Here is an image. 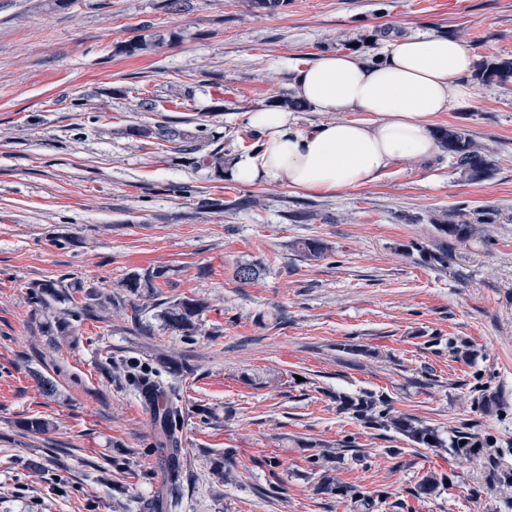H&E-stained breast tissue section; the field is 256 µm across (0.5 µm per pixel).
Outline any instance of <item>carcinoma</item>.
<instances>
[{"instance_id": "carcinoma-1", "label": "carcinoma", "mask_w": 512, "mask_h": 512, "mask_svg": "<svg viewBox=\"0 0 512 512\" xmlns=\"http://www.w3.org/2000/svg\"><path fill=\"white\" fill-rule=\"evenodd\" d=\"M486 81H496L500 84L512 83V60H502L486 66L481 74ZM125 133L136 138H152L174 145L177 159L183 165L196 170H205L215 179H224V168L228 158L224 157V148L217 147L209 152H201L198 137L194 132L177 126V122L165 119L154 125H135L125 129ZM436 138L442 151L448 153L452 164L468 181L480 182L489 178L494 171V163L487 150L472 139L465 131L457 128H441L436 132ZM471 225L466 221L448 220L437 225V229L447 237L464 242L469 237ZM294 249L299 257L306 262L320 261L327 254L329 247L325 242L309 238L298 241ZM452 258L448 243L443 242L433 250L425 252V260L436 266L445 268ZM162 277L160 271L133 273L126 277L122 287L131 295L140 297L150 293L156 287V279ZM65 284L56 280H45L33 285L34 298L43 306L56 299L60 289ZM204 310V304L192 298L170 302L160 311V318L172 330L185 336L192 335L196 329L195 318ZM341 406L353 411L363 423L383 429H394L412 444L421 448H451L452 452L465 459H471L481 454L485 441L472 431V427L463 424L454 431L450 443L430 427L417 419L396 417L391 415L389 402L382 396L372 392H364L356 398L338 397ZM181 416V407L175 400L166 402L164 409L157 415L159 426L158 451L169 461L176 462L180 448L176 435L177 422ZM322 489L328 493L342 492L354 499L369 504L371 496L361 489L349 485L341 486L333 479L322 476Z\"/></svg>"}]
</instances>
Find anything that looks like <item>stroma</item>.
I'll return each mask as SVG.
<instances>
[{
  "label": "stroma",
  "mask_w": 512,
  "mask_h": 512,
  "mask_svg": "<svg viewBox=\"0 0 512 512\" xmlns=\"http://www.w3.org/2000/svg\"><path fill=\"white\" fill-rule=\"evenodd\" d=\"M180 2L0 0V512H144L156 499L173 512H505L512 84L471 73L476 97L438 119L488 150L495 169L476 183L442 151L334 195L218 181L125 130L174 117L204 150H255L246 115L289 92L295 64L418 34L461 39L481 65L512 59V0H288L263 16L247 0ZM133 38L162 45L119 53ZM205 197L261 205L206 213ZM457 210L472 235L447 267L426 264L436 221ZM307 238L329 245L325 259L302 261L292 244ZM243 262L259 266L254 282L236 279ZM147 269L165 275L133 299L121 283ZM48 279L110 301L79 291L43 309L31 287ZM182 297L206 304L191 337L158 316ZM75 302L86 316L67 317ZM144 367L179 390L174 478L135 387ZM478 382L490 409L473 400ZM363 391L446 440L475 423L504 455L492 467L366 427L336 402ZM29 417L48 431L24 430ZM326 472L387 498L321 492ZM431 473L450 484L417 494Z\"/></svg>",
  "instance_id": "35a3bbf8"
}]
</instances>
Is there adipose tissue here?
<instances>
[{
  "instance_id": "ef3b65f1",
  "label": "adipose tissue",
  "mask_w": 512,
  "mask_h": 512,
  "mask_svg": "<svg viewBox=\"0 0 512 512\" xmlns=\"http://www.w3.org/2000/svg\"><path fill=\"white\" fill-rule=\"evenodd\" d=\"M474 66L464 41L439 35L390 40L372 62L332 52L300 63L294 95L332 120L299 131L287 109L249 112L262 144L236 155L227 174L243 184L277 182L324 194L371 184L393 165L437 151L436 119L474 97L464 81Z\"/></svg>"
}]
</instances>
